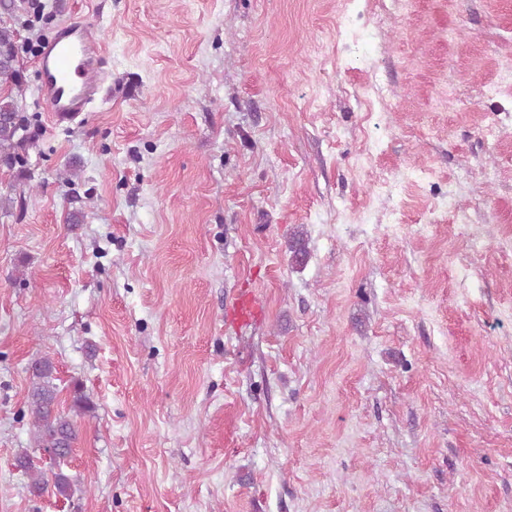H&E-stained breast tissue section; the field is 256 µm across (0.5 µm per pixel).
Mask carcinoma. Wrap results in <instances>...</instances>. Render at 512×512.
<instances>
[{
    "mask_svg": "<svg viewBox=\"0 0 512 512\" xmlns=\"http://www.w3.org/2000/svg\"><path fill=\"white\" fill-rule=\"evenodd\" d=\"M20 47L16 29L0 19V84L11 87L0 92V166L23 168L27 163V140L21 135L28 127V117L20 112V104L12 89H21L19 69ZM55 365L51 359H39L32 368L33 381L28 392V403L34 416L35 440L38 447L49 453L51 476L37 468L31 457L19 453L16 467L28 474L32 491L39 493L53 486L55 494L68 497L73 486L71 475L62 469L70 457L77 438L74 418L92 411L93 406L80 389H74L69 412L60 409L58 387L53 383Z\"/></svg>",
    "mask_w": 512,
    "mask_h": 512,
    "instance_id": "cac0c4a2",
    "label": "carcinoma"
}]
</instances>
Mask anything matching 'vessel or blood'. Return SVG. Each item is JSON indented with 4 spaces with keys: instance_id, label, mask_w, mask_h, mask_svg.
Segmentation results:
<instances>
[{
    "instance_id": "vessel-or-blood-1",
    "label": "vessel or blood",
    "mask_w": 512,
    "mask_h": 512,
    "mask_svg": "<svg viewBox=\"0 0 512 512\" xmlns=\"http://www.w3.org/2000/svg\"><path fill=\"white\" fill-rule=\"evenodd\" d=\"M103 44L97 28L86 18L70 19L36 54L38 94L45 111L69 121L92 111L103 97L106 81L101 71ZM261 303L253 294L235 299L228 320L247 324L259 317Z\"/></svg>"
}]
</instances>
